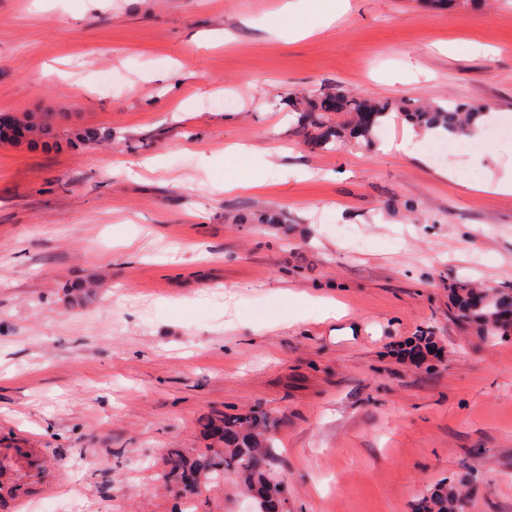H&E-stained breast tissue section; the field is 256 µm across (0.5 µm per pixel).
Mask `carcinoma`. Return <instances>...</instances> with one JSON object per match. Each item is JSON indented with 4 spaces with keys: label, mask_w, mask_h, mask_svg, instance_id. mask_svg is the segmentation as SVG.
Wrapping results in <instances>:
<instances>
[{
    "label": "carcinoma",
    "mask_w": 512,
    "mask_h": 512,
    "mask_svg": "<svg viewBox=\"0 0 512 512\" xmlns=\"http://www.w3.org/2000/svg\"><path fill=\"white\" fill-rule=\"evenodd\" d=\"M291 110L298 114L294 133L304 143L324 147L345 139L365 145L372 144L373 134L392 109L388 102L362 101L344 93L341 111H329L327 96L316 98L288 94ZM399 109L404 117L419 128L442 126L461 132L473 121L485 115L482 107L468 106L447 100L443 103H423L408 99ZM32 135L44 145H58L53 125L41 115L29 120ZM472 289L464 284L453 286L450 315L477 333L493 339L512 335V322L503 320L504 312L512 307V286L486 291L480 304L471 297ZM278 420L266 409L257 406L245 413L226 415L210 422L211 431L224 442L220 453L207 450L196 461H190L182 451L174 449L168 455L161 478L180 482L184 491H191L201 480L219 482L224 474H237L248 486L256 512H274L275 504H286V490L281 480L271 472V432ZM416 512H462V503L445 485L422 495Z\"/></svg>",
    "instance_id": "carcinoma-1"
}]
</instances>
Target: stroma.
Returning a JSON list of instances; mask_svg holds the SVG:
<instances>
[{"label": "stroma", "instance_id": "obj_1", "mask_svg": "<svg viewBox=\"0 0 512 512\" xmlns=\"http://www.w3.org/2000/svg\"><path fill=\"white\" fill-rule=\"evenodd\" d=\"M284 2L0 0V116L54 113L63 140L0 142V512H174L169 450L255 406L288 512H414L442 479L512 512V335L448 316L453 282L512 285V195L475 188L512 136L425 164L384 150L394 111L372 146L320 149L286 99H452L512 127V0H350L301 39ZM77 127L112 138L66 145ZM242 142L277 166L228 191ZM424 332L438 354L404 359ZM193 500L253 512L235 474Z\"/></svg>", "mask_w": 512, "mask_h": 512}]
</instances>
